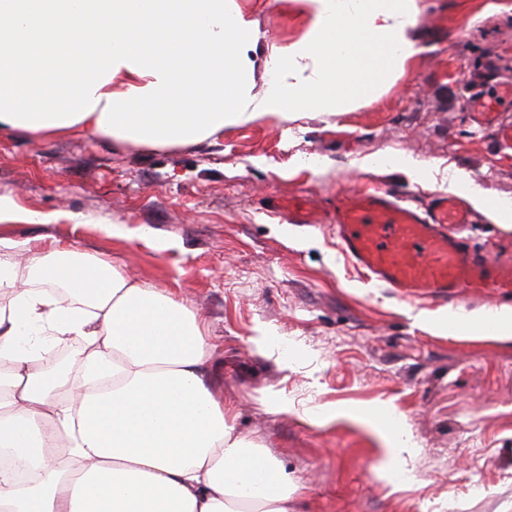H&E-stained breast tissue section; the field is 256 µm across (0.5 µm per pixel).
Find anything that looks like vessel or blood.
Listing matches in <instances>:
<instances>
[{
    "label": "vessel or blood",
    "mask_w": 512,
    "mask_h": 512,
    "mask_svg": "<svg viewBox=\"0 0 512 512\" xmlns=\"http://www.w3.org/2000/svg\"><path fill=\"white\" fill-rule=\"evenodd\" d=\"M471 114L478 126L493 128L499 149L512 150V126L496 122L490 103L474 98ZM473 221L458 198L435 196L420 211L394 192L342 195L332 215L344 253L369 279L401 297L449 299L467 292L511 300L512 243H499L490 260L447 231Z\"/></svg>",
    "instance_id": "vessel-or-blood-1"
}]
</instances>
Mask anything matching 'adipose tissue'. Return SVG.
Listing matches in <instances>:
<instances>
[{"label":"adipose tissue","instance_id":"adipose-tissue-1","mask_svg":"<svg viewBox=\"0 0 512 512\" xmlns=\"http://www.w3.org/2000/svg\"><path fill=\"white\" fill-rule=\"evenodd\" d=\"M310 3L314 27L254 95L255 32L224 0H0V131L189 145L345 111L415 52V0ZM0 295V454L26 474L0 470V512H294L298 486L235 434L204 374L207 329L170 293L72 244L0 235ZM80 340L83 384L36 369Z\"/></svg>","mask_w":512,"mask_h":512}]
</instances>
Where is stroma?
<instances>
[{"label":"stroma","mask_w":512,"mask_h":512,"mask_svg":"<svg viewBox=\"0 0 512 512\" xmlns=\"http://www.w3.org/2000/svg\"><path fill=\"white\" fill-rule=\"evenodd\" d=\"M257 34L252 93L266 60L303 40V0H232ZM417 51L345 112L264 116L184 146L106 136L31 140L0 133V194L20 213L0 234L58 239L169 292L205 323L206 374L235 431L276 456L303 487L296 512H512V338L437 324L499 308L462 294L405 300L367 284L332 223L294 224L288 201L329 215L338 196L388 190L427 208L464 175L486 198L512 201V153L469 118L478 92L512 122V6L417 0ZM386 163L367 164L370 156ZM420 163L425 178L392 164ZM29 213L53 215L49 224ZM125 229L107 235L105 225ZM475 249L512 240L486 209L449 226ZM287 350L257 351L261 333ZM283 399L288 409L271 412ZM393 406L413 450L385 441L348 409Z\"/></svg>","instance_id":"35a3bbf8"}]
</instances>
